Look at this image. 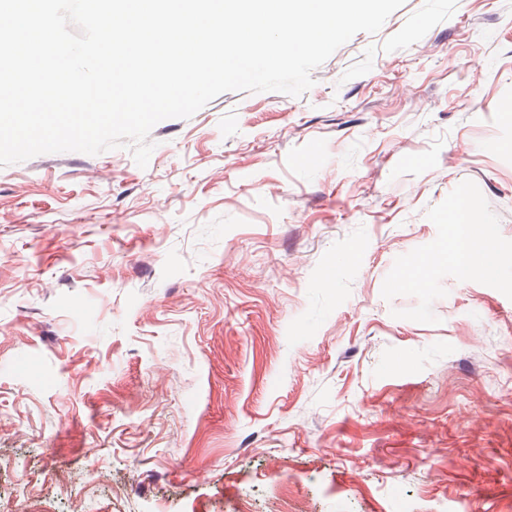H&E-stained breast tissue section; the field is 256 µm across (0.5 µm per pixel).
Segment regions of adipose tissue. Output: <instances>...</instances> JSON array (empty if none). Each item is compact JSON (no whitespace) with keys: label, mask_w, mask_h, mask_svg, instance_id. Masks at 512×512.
Here are the masks:
<instances>
[{"label":"adipose tissue","mask_w":512,"mask_h":512,"mask_svg":"<svg viewBox=\"0 0 512 512\" xmlns=\"http://www.w3.org/2000/svg\"><path fill=\"white\" fill-rule=\"evenodd\" d=\"M473 205L462 198L450 208L447 216L448 237L438 250L442 258L457 267L462 275H470L474 269L475 257L484 255L488 232L485 225L472 221Z\"/></svg>","instance_id":"obj_1"}]
</instances>
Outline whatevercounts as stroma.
Listing matches in <instances>:
<instances>
[{
	"label": "stroma",
	"instance_id": "obj_1",
	"mask_svg": "<svg viewBox=\"0 0 512 512\" xmlns=\"http://www.w3.org/2000/svg\"><path fill=\"white\" fill-rule=\"evenodd\" d=\"M312 77L0 168V512H512V0ZM473 205L468 198H461L448 211V238L441 244L437 254L424 259L419 267L410 272L405 284L409 288H426L430 272L437 256L457 267L463 276L474 270V259L487 253L488 232L484 224H472Z\"/></svg>",
	"mask_w": 512,
	"mask_h": 512
}]
</instances>
